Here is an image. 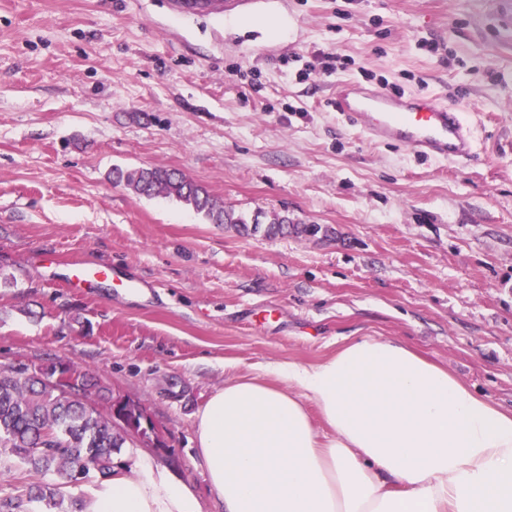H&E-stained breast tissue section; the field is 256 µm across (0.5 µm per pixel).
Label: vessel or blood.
<instances>
[{"label":"vessel or blood","mask_w":512,"mask_h":512,"mask_svg":"<svg viewBox=\"0 0 512 512\" xmlns=\"http://www.w3.org/2000/svg\"><path fill=\"white\" fill-rule=\"evenodd\" d=\"M331 107L371 140L409 148L415 155L460 162L474 154L473 135L462 112L436 96L387 92L356 81L338 83ZM67 277L78 284L111 282L123 290L139 288V279L116 267L73 263Z\"/></svg>","instance_id":"1"}]
</instances>
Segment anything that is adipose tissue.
I'll return each instance as SVG.
<instances>
[{"label": "adipose tissue", "instance_id": "obj_1", "mask_svg": "<svg viewBox=\"0 0 512 512\" xmlns=\"http://www.w3.org/2000/svg\"><path fill=\"white\" fill-rule=\"evenodd\" d=\"M226 383L195 422L224 512H512V411L397 339ZM90 512H202L150 457Z\"/></svg>", "mask_w": 512, "mask_h": 512}]
</instances>
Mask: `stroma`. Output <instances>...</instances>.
<instances>
[{"instance_id": "obj_1", "label": "stroma", "mask_w": 512, "mask_h": 512, "mask_svg": "<svg viewBox=\"0 0 512 512\" xmlns=\"http://www.w3.org/2000/svg\"><path fill=\"white\" fill-rule=\"evenodd\" d=\"M262 16L170 0H0V366L80 363L139 401L153 457L224 512L195 421L224 384L399 339L512 410V0H274ZM343 67L325 73L330 57ZM352 79L464 112L451 164L371 142L329 99ZM163 167L226 207L318 224L268 238L113 183ZM79 257L143 281L77 288Z\"/></svg>"}]
</instances>
